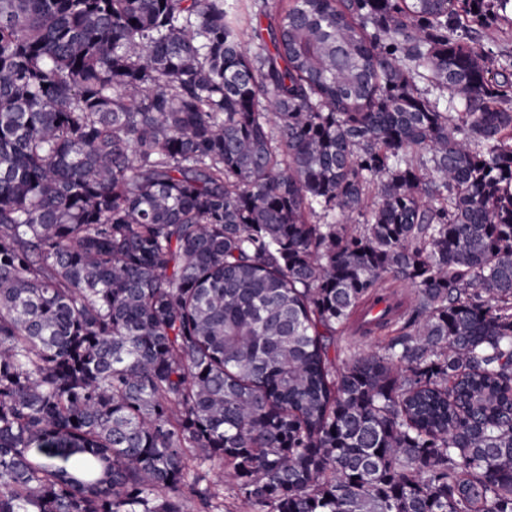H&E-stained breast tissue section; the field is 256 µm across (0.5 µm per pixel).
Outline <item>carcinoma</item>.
Instances as JSON below:
<instances>
[{"mask_svg":"<svg viewBox=\"0 0 512 512\" xmlns=\"http://www.w3.org/2000/svg\"><path fill=\"white\" fill-rule=\"evenodd\" d=\"M284 2L0 0V512H512L485 0Z\"/></svg>","mask_w":512,"mask_h":512,"instance_id":"1","label":"carcinoma"}]
</instances>
